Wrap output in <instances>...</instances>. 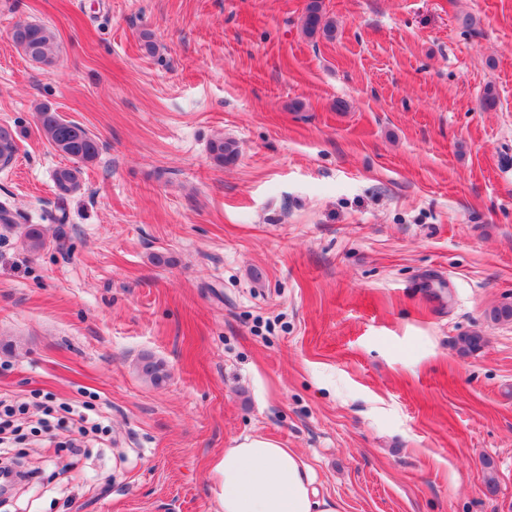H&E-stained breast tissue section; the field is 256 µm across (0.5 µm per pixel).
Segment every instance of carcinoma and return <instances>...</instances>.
<instances>
[{
    "label": "carcinoma",
    "instance_id": "cac0c4a2",
    "mask_svg": "<svg viewBox=\"0 0 512 512\" xmlns=\"http://www.w3.org/2000/svg\"><path fill=\"white\" fill-rule=\"evenodd\" d=\"M303 35L315 41L320 37L331 40L335 37L336 26L323 11L322 0H308L302 17ZM13 43L23 54L41 68L48 70L55 66V35L45 25L36 22L19 21L14 25ZM36 126L49 145L65 157L81 163H92L101 154L99 139L81 124L63 118L48 104L35 106ZM18 150L17 133L8 124H0V169L8 167ZM239 154L238 146L231 139H217L210 144L213 161L222 166L233 163ZM57 196L65 199L79 191L82 186V168L63 166L54 173ZM28 250L38 253L46 246L40 228L29 225L24 231ZM485 337L474 334L460 336L456 341L458 352L471 355L485 346ZM139 374L152 385L159 387L168 379L163 362L145 355L138 364Z\"/></svg>",
    "mask_w": 512,
    "mask_h": 512
}]
</instances>
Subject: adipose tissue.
Returning <instances> with one entry per match:
<instances>
[{"label": "adipose tissue", "instance_id": "adipose-tissue-1", "mask_svg": "<svg viewBox=\"0 0 512 512\" xmlns=\"http://www.w3.org/2000/svg\"><path fill=\"white\" fill-rule=\"evenodd\" d=\"M209 479L219 512H340L300 453L270 436L237 438L213 461Z\"/></svg>", "mask_w": 512, "mask_h": 512}]
</instances>
